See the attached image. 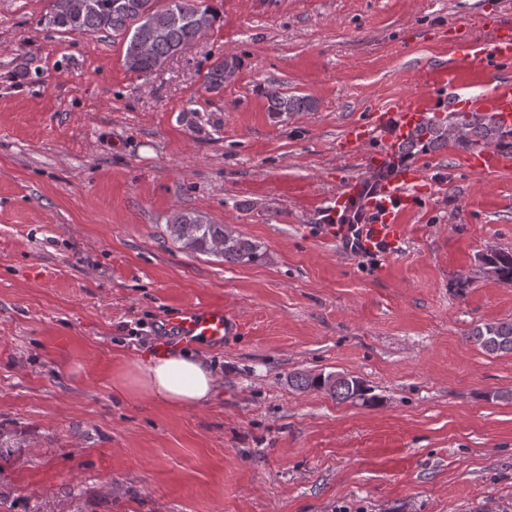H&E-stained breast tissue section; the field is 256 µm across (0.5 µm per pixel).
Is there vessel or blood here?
<instances>
[{"instance_id": "vessel-or-blood-1", "label": "vessel or blood", "mask_w": 512, "mask_h": 512, "mask_svg": "<svg viewBox=\"0 0 512 512\" xmlns=\"http://www.w3.org/2000/svg\"><path fill=\"white\" fill-rule=\"evenodd\" d=\"M490 37L485 41L467 40L461 46L464 58L485 65L512 61V19L496 17L489 26ZM467 106L473 111L496 116L503 129L512 130V79L495 76L489 88L477 95L454 91L445 96L444 106L455 110ZM426 109L420 99L405 98L388 108L366 113L363 122L347 127L339 141L344 154H360L364 172L346 178L329 199L322 216L327 235L349 245L357 253L390 247L404 232L399 214L411 205L409 187L424 181L426 172L420 164H398L397 155L409 135L426 119ZM384 135L382 149L366 151L370 132ZM507 157L497 151L480 149L470 154L468 169L482 173L507 165ZM170 329L181 344L205 342L221 345L238 324L223 306H187L170 319Z\"/></svg>"}]
</instances>
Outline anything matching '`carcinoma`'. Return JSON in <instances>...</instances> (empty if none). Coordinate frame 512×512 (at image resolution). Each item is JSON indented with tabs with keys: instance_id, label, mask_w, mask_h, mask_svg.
Masks as SVG:
<instances>
[{
	"instance_id": "obj_1",
	"label": "carcinoma",
	"mask_w": 512,
	"mask_h": 512,
	"mask_svg": "<svg viewBox=\"0 0 512 512\" xmlns=\"http://www.w3.org/2000/svg\"><path fill=\"white\" fill-rule=\"evenodd\" d=\"M218 19L209 0H49L40 21L69 33L111 32L125 38V65L138 74L152 75L171 57L194 45ZM238 56L217 60L205 75L208 89L215 90L239 69ZM267 110L276 118L290 112H308L316 102L307 96L266 95ZM507 133L489 115L457 112L451 121L433 119L407 140L408 149L431 151L449 144L467 148L497 143L506 145ZM171 237L194 253L221 257L233 264H248L264 256L261 245L202 216L178 213L169 224ZM485 265L499 281L512 283V252L499 250L485 257ZM471 340L490 354L512 353V319L483 323L470 332ZM293 386L326 389L340 402L365 399L364 383L344 375L295 374Z\"/></svg>"
}]
</instances>
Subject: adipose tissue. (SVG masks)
Segmentation results:
<instances>
[{
    "label": "adipose tissue",
    "mask_w": 512,
    "mask_h": 512,
    "mask_svg": "<svg viewBox=\"0 0 512 512\" xmlns=\"http://www.w3.org/2000/svg\"><path fill=\"white\" fill-rule=\"evenodd\" d=\"M218 377L206 356L185 351L131 364L118 379L128 398L148 392L157 402L176 408L208 405L217 392Z\"/></svg>",
    "instance_id": "obj_1"
}]
</instances>
